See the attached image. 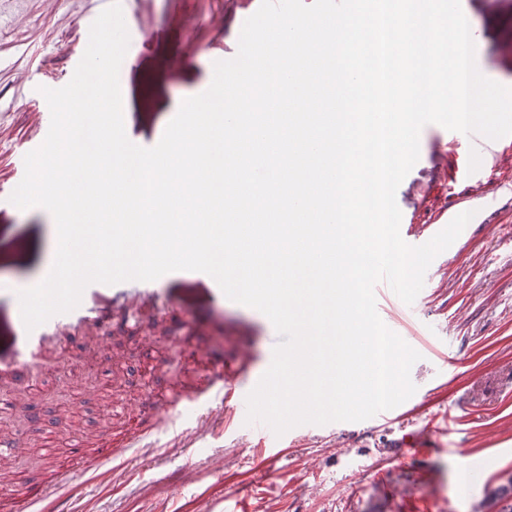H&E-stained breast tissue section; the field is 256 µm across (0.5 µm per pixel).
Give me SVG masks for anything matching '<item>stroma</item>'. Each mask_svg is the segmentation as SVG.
I'll use <instances>...</instances> for the list:
<instances>
[{"label": "stroma", "mask_w": 512, "mask_h": 512, "mask_svg": "<svg viewBox=\"0 0 512 512\" xmlns=\"http://www.w3.org/2000/svg\"><path fill=\"white\" fill-rule=\"evenodd\" d=\"M106 0H0V278L25 287L53 253L54 219L44 209L22 210L9 197L20 178L18 156L44 141L48 105L40 87L72 78L89 29ZM138 24L120 69L131 110L126 134L155 146L183 99L203 93L214 64L233 58L244 21L260 0H121ZM486 77L512 87V17L488 0H461ZM448 131L425 126L417 163L400 184L397 205L406 243L427 238L429 224L448 205L468 200L454 175ZM486 208L456 246L426 272L428 288L415 322L450 348L453 364L431 354L414 363V396L386 418L294 427L276 457L259 455L255 435L239 428L231 408L213 403L203 431L188 438L178 418L137 439L110 464L95 447L124 431L113 415L124 400L144 407V390L194 386L192 351L213 359L249 357L235 381L249 392L269 368L279 337L260 311L233 301L203 309L186 292L184 272L165 282L168 310H145L138 329L89 328L34 378L0 392V431L26 443L20 459L0 461L7 488L34 480L54 483L82 452L86 475L61 489L67 512H498L488 492L512 479V154L485 169ZM210 328L191 334L195 318ZM38 418H28L30 401ZM224 462V477L209 462Z\"/></svg>", "instance_id": "35a3bbf8"}]
</instances>
